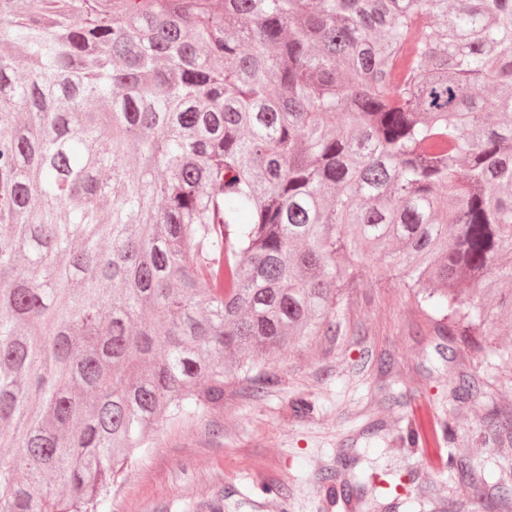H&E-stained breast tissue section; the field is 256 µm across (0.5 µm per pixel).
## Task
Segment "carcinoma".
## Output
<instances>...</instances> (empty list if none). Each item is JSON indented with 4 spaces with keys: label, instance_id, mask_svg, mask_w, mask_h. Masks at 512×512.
<instances>
[{
    "label": "carcinoma",
    "instance_id": "cac0c4a2",
    "mask_svg": "<svg viewBox=\"0 0 512 512\" xmlns=\"http://www.w3.org/2000/svg\"><path fill=\"white\" fill-rule=\"evenodd\" d=\"M213 2L0 0V512H112L364 269L512 332V0Z\"/></svg>",
    "mask_w": 512,
    "mask_h": 512
}]
</instances>
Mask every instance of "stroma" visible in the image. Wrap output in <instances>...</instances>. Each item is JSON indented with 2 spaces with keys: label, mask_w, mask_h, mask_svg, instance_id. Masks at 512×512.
<instances>
[{
  "label": "stroma",
  "mask_w": 512,
  "mask_h": 512,
  "mask_svg": "<svg viewBox=\"0 0 512 512\" xmlns=\"http://www.w3.org/2000/svg\"><path fill=\"white\" fill-rule=\"evenodd\" d=\"M435 336L427 310L392 272L362 276L343 303L336 332L266 354L257 368L270 378L261 397L249 382L224 388V405L166 423L123 473L118 512H198L219 496L224 512H328L320 475L342 448L358 449L366 470L349 512H371L372 475L391 474L397 488L385 512H410L425 497L458 512H502L483 477L512 470V438H488L490 409L512 411V336H487L483 349ZM481 392L452 401L457 374ZM313 402L298 415L296 398ZM448 422L450 448L471 460L475 479L428 462L424 446L399 436L420 416Z\"/></svg>",
  "instance_id": "stroma-1"
}]
</instances>
